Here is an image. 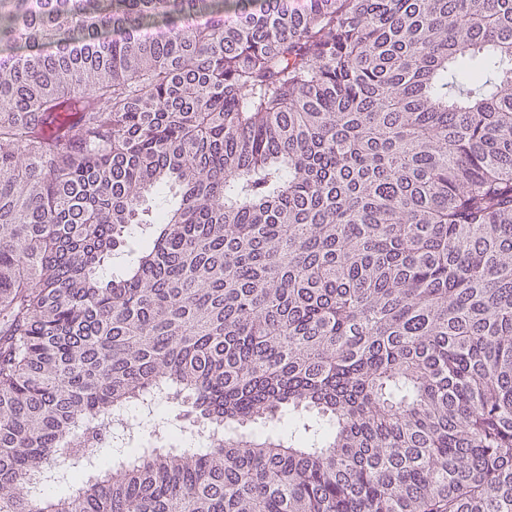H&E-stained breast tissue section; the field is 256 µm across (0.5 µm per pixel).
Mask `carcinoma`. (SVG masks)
Returning a JSON list of instances; mask_svg holds the SVG:
<instances>
[{
	"label": "carcinoma",
	"mask_w": 512,
	"mask_h": 512,
	"mask_svg": "<svg viewBox=\"0 0 512 512\" xmlns=\"http://www.w3.org/2000/svg\"><path fill=\"white\" fill-rule=\"evenodd\" d=\"M0 49V512H512V0H0Z\"/></svg>",
	"instance_id": "cac0c4a2"
}]
</instances>
